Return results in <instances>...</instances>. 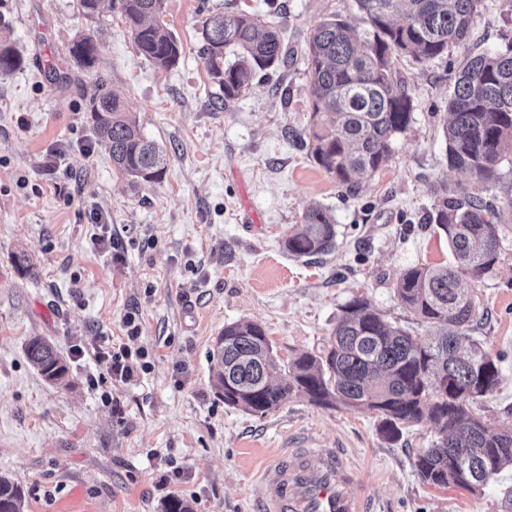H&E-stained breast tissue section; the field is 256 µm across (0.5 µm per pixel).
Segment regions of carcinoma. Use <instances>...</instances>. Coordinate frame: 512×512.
I'll list each match as a JSON object with an SVG mask.
<instances>
[{
    "instance_id": "carcinoma-1",
    "label": "carcinoma",
    "mask_w": 512,
    "mask_h": 512,
    "mask_svg": "<svg viewBox=\"0 0 512 512\" xmlns=\"http://www.w3.org/2000/svg\"><path fill=\"white\" fill-rule=\"evenodd\" d=\"M367 23L362 37L334 16L312 26L306 37L305 70L314 119L302 141L314 162L336 183L351 189L376 172L393 153L397 138L413 120L415 105L397 61L442 58L471 34L478 0H355ZM89 16L117 11L138 52L160 69L179 62L183 46L163 22L165 0H80ZM232 48L236 60L224 63ZM82 68H94L98 44L78 37L68 50ZM199 55L224 101L239 98L253 78L287 63L288 48L278 31L245 12L216 14L200 29ZM24 62L9 40L0 41V76ZM93 128L112 162L136 181L156 182L166 158L147 140L136 120L111 92L91 105ZM443 134L451 169L474 180L473 191L455 193L441 183L434 191L428 223L446 236L452 261L415 265L399 274L401 305L431 331L427 341L393 326L362 297L340 309L327 354L304 353L280 368L264 327L251 320L224 326L216 338L211 379L229 407L264 417L288 399L302 396L319 407L370 411L390 442L426 420L437 437L417 455L419 480L430 486L474 490L512 468V422L489 426L469 405L484 397L472 385L485 372L491 389L500 381V358L470 338L476 304L470 288L493 272L501 255L500 231L512 224V42L463 60L448 97ZM508 186L505 196L490 189ZM332 215L309 206L301 229L285 249L299 257L336 248ZM30 363L53 385H69V369L57 348L41 337L25 347ZM24 491L0 475V512H23Z\"/></svg>"
}]
</instances>
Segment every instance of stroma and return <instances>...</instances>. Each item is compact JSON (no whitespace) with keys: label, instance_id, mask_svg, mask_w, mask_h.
I'll list each match as a JSON object with an SVG mask.
<instances>
[{"label":"stroma","instance_id":"35a3bbf8","mask_svg":"<svg viewBox=\"0 0 512 512\" xmlns=\"http://www.w3.org/2000/svg\"><path fill=\"white\" fill-rule=\"evenodd\" d=\"M243 10L301 51L310 27L354 0H167L164 21L182 43L160 70L136 49L121 16L83 13L79 0H0V21L22 66L0 76V474L26 495L25 512H161L172 496L194 512H254L258 475L289 448H335L355 471L370 512H506V469L480 489L422 484L417 453L430 423L389 442L369 411L293 397L259 418L226 406L210 378L216 337L239 320L261 323L280 365L331 345L341 306L365 298L385 319L425 339L398 302L397 276L443 264L445 236L427 221L435 185L472 188L449 169L442 127L464 48L399 64L416 105L389 161L353 189L339 187L302 145L312 123L303 60L255 77L221 102L199 55L202 11ZM99 46L94 69L69 56L77 37ZM512 40V0H479L472 45ZM69 82L51 81V68ZM117 94L143 135L167 156L161 182H136L93 135L98 89ZM319 204L337 228L328 254L298 258L284 240ZM111 253L92 242L100 224ZM494 272L473 283V338L503 356L496 391L474 410L512 420V227ZM27 255L31 274L19 273ZM135 314L134 378L113 382L111 345ZM63 354L70 385L28 362L30 337Z\"/></svg>","mask_w":512,"mask_h":512}]
</instances>
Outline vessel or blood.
<instances>
[{"label": "vessel or blood", "mask_w": 512, "mask_h": 512, "mask_svg": "<svg viewBox=\"0 0 512 512\" xmlns=\"http://www.w3.org/2000/svg\"><path fill=\"white\" fill-rule=\"evenodd\" d=\"M354 473L340 451L294 448L263 471L257 512H364L350 491Z\"/></svg>", "instance_id": "1"}]
</instances>
